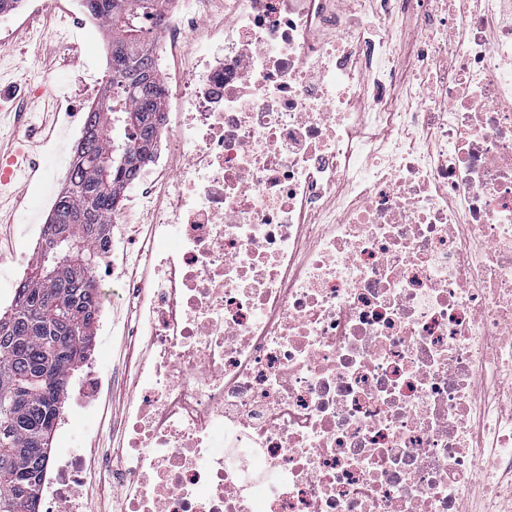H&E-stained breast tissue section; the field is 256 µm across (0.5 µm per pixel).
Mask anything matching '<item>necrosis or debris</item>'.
I'll return each instance as SVG.
<instances>
[{
    "label": "necrosis or debris",
    "instance_id": "1",
    "mask_svg": "<svg viewBox=\"0 0 512 512\" xmlns=\"http://www.w3.org/2000/svg\"><path fill=\"white\" fill-rule=\"evenodd\" d=\"M45 12L98 25L18 9ZM143 26L164 119L108 240L155 278L125 287L150 355L102 451L113 512H512V0H174ZM44 471L76 512L82 455Z\"/></svg>",
    "mask_w": 512,
    "mask_h": 512
}]
</instances>
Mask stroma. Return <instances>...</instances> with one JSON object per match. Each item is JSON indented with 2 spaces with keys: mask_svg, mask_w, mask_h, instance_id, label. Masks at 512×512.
I'll use <instances>...</instances> for the list:
<instances>
[{
  "mask_svg": "<svg viewBox=\"0 0 512 512\" xmlns=\"http://www.w3.org/2000/svg\"><path fill=\"white\" fill-rule=\"evenodd\" d=\"M53 16L40 15L13 25L0 55L14 58L35 57L42 71L56 74L70 88L72 98H42L31 93L22 75L0 73V147H22L21 162L26 172L37 175L34 182L24 176L0 189V223L11 230L8 240L0 242V278L14 280L30 273L33 257L41 247L34 225L47 224L49 209L43 198H57L64 186L63 172L68 169L78 134L67 126L66 113L80 94L87 65L98 62L100 50L111 45L107 27L101 26L81 40L55 33ZM146 350L144 340H131L116 332L93 334L89 361L103 380L96 401V413L87 415L75 399L84 371L74 372L64 408L70 414L71 437L62 441L53 435L51 451L64 456L71 449H81L88 466L99 463L101 449L118 444L125 410L137 393L135 369Z\"/></svg>",
  "mask_w": 512,
  "mask_h": 512,
  "instance_id": "35a3bbf8",
  "label": "stroma"
}]
</instances>
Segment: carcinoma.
Instances as JSON below:
<instances>
[{
    "label": "carcinoma",
    "instance_id": "carcinoma-1",
    "mask_svg": "<svg viewBox=\"0 0 512 512\" xmlns=\"http://www.w3.org/2000/svg\"><path fill=\"white\" fill-rule=\"evenodd\" d=\"M158 0H88L97 17L110 20L112 61L106 79V110L93 112L80 138V155L55 201L50 221L63 237L59 261L40 252L31 274L16 289L10 312L0 316V398L16 386L25 398L8 413L0 411V512H31L14 477L23 476L39 494L45 453L32 440L39 427L56 419L66 401L65 387L79 368L78 343L91 335L94 319L76 332L55 319L37 320L36 306L69 303L97 310L92 274L108 243V221L122 199L125 180L150 153L164 100L153 67V44L139 18L151 15Z\"/></svg>",
    "mask_w": 512,
    "mask_h": 512
}]
</instances>
